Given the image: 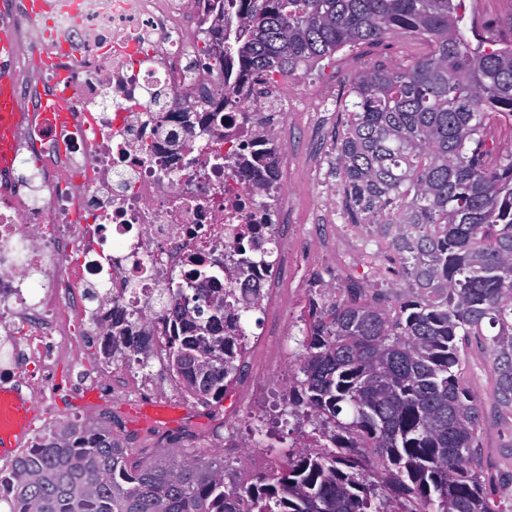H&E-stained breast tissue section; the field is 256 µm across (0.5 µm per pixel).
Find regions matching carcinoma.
Segmentation results:
<instances>
[{
    "label": "carcinoma",
    "mask_w": 512,
    "mask_h": 512,
    "mask_svg": "<svg viewBox=\"0 0 512 512\" xmlns=\"http://www.w3.org/2000/svg\"><path fill=\"white\" fill-rule=\"evenodd\" d=\"M233 2L245 21L217 60L243 81L311 70L399 31L427 42L410 65L356 78L336 145L347 216L393 213L410 229L391 256L394 310L355 283L312 307L288 400L318 418L317 447L269 474L228 482L224 462L190 455L132 465L110 432L68 424L12 459L18 512H389L395 497L403 512H512L477 470L482 408L462 359L473 344L488 354L494 404L511 413L512 151L495 153L483 132L512 123V43L467 28L464 0ZM232 296L178 288L161 300L167 369L201 404L224 399L244 355L224 335ZM140 319L112 312L103 350L118 365L140 355L143 373ZM360 448L379 451L382 475L366 479Z\"/></svg>",
    "instance_id": "obj_1"
}]
</instances>
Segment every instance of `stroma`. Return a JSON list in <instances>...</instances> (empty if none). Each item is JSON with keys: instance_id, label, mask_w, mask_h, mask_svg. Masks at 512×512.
Masks as SVG:
<instances>
[{"instance_id": "35a3bbf8", "label": "stroma", "mask_w": 512, "mask_h": 512, "mask_svg": "<svg viewBox=\"0 0 512 512\" xmlns=\"http://www.w3.org/2000/svg\"><path fill=\"white\" fill-rule=\"evenodd\" d=\"M465 7L468 20L488 36L512 40V0H465ZM422 49L421 39L399 32L390 35L383 46L344 49L323 61L320 69L293 76L297 101L288 119V176L290 192L297 202V223H305L315 209L319 181L328 182L337 191L342 188L340 176L325 156L306 152L313 132H321L327 153L334 151L348 121L344 104L349 100L353 80L382 61L395 67L408 64ZM318 89L329 91L331 100L325 111L314 114L310 100ZM300 337L298 325L289 324L285 336L279 339L286 350L284 362L264 378H256L252 359H244L236 385L249 392L251 402L232 420L228 431L215 427L224 416L223 404H200L185 398L179 389L169 388L170 374L157 361L150 372L152 382L144 392L134 395L117 391L108 396L102 388H85L63 397L55 423L62 426L76 421L87 428L109 430L134 461L164 453L173 458L189 454L207 462L220 452L227 479L255 477L270 471L298 437L295 409L288 403V393L294 385ZM463 356L470 391L485 410L480 434L481 470L494 476L501 487L512 490V428L493 404L491 363L474 346ZM145 408L159 409L160 414L138 419V411Z\"/></svg>"}]
</instances>
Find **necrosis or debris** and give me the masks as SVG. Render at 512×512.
Returning <instances> with one entry per match:
<instances>
[{
  "label": "necrosis or debris",
  "mask_w": 512,
  "mask_h": 512,
  "mask_svg": "<svg viewBox=\"0 0 512 512\" xmlns=\"http://www.w3.org/2000/svg\"><path fill=\"white\" fill-rule=\"evenodd\" d=\"M0 0L16 50L0 76L16 89L0 165V387L30 401L54 392L68 361L73 389L108 367L73 349L77 331L108 336V314L141 310L138 332L165 340L160 289H233L238 306L282 321L307 252L331 246L346 271L387 253L397 225L334 224L294 241L288 190L289 82L239 83L201 62L214 25L207 0ZM274 265L245 266L270 237ZM251 288H243L244 280Z\"/></svg>",
  "instance_id": "necrosis-or-debris-1"
}]
</instances>
